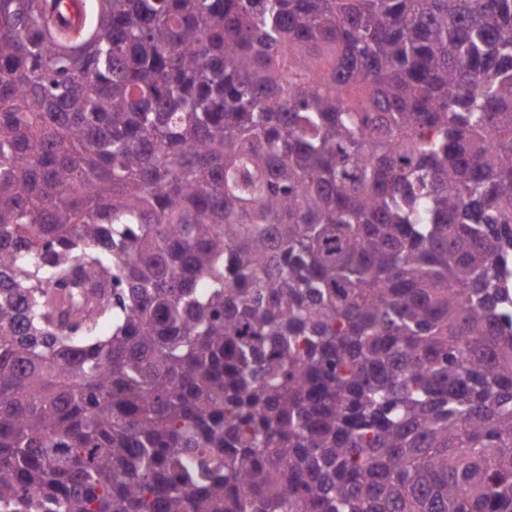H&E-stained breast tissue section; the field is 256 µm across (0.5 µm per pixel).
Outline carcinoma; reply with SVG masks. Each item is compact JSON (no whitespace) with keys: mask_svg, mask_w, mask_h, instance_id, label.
<instances>
[{"mask_svg":"<svg viewBox=\"0 0 512 512\" xmlns=\"http://www.w3.org/2000/svg\"><path fill=\"white\" fill-rule=\"evenodd\" d=\"M0 0V512H512V0Z\"/></svg>","mask_w":512,"mask_h":512,"instance_id":"cac0c4a2","label":"carcinoma"}]
</instances>
